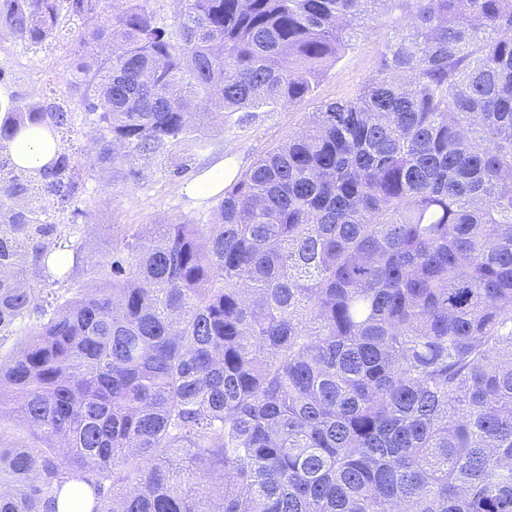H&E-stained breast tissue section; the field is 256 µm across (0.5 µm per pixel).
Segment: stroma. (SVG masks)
I'll return each instance as SVG.
<instances>
[{
	"label": "stroma",
	"instance_id": "35a3bbf8",
	"mask_svg": "<svg viewBox=\"0 0 512 512\" xmlns=\"http://www.w3.org/2000/svg\"><path fill=\"white\" fill-rule=\"evenodd\" d=\"M379 51L378 36L360 32L327 71L311 99L295 107L257 112L244 120L235 114L225 116L223 127L212 128L201 144L181 147L176 158L183 166L179 174L163 176L152 171L139 184L116 187L102 183L98 177H89L79 191L84 214L77 218L71 211L60 210L54 198H45L44 203L60 220L62 235L81 238L85 255L94 258L111 255L113 227L117 224L138 225L141 234L148 235L155 225L177 217L209 223L211 203L191 191L197 178L218 162L223 163L224 176L229 180L247 170L258 158L300 131L312 112L324 104L349 98L372 76ZM70 62L66 48L50 47L36 53L19 41L0 47V69L13 75L4 84L12 98L41 100L47 74L68 76Z\"/></svg>",
	"mask_w": 512,
	"mask_h": 512
}]
</instances>
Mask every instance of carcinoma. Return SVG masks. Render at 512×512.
Here are the masks:
<instances>
[{"mask_svg": "<svg viewBox=\"0 0 512 512\" xmlns=\"http://www.w3.org/2000/svg\"><path fill=\"white\" fill-rule=\"evenodd\" d=\"M389 0H0L74 46L91 126L40 187L0 161V512H512V0H401L373 76L208 224L83 256L74 206L228 112L298 106ZM0 150L77 115L13 99ZM78 274L102 285L57 294ZM25 435L13 439L15 421Z\"/></svg>", "mask_w": 512, "mask_h": 512, "instance_id": "1", "label": "carcinoma"}]
</instances>
